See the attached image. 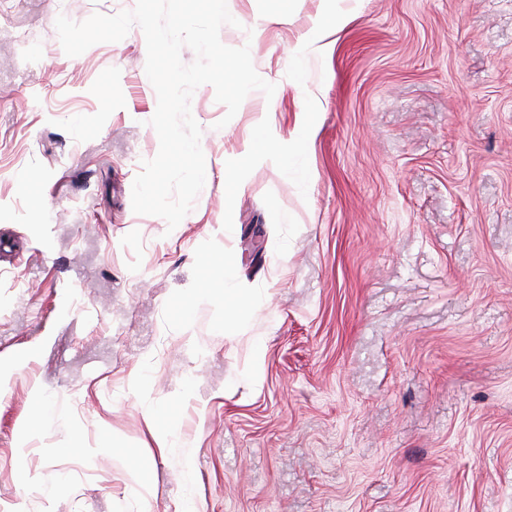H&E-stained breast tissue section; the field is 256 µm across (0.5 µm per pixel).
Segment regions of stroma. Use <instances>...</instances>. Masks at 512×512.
Here are the masks:
<instances>
[{
  "label": "stroma",
  "instance_id": "1",
  "mask_svg": "<svg viewBox=\"0 0 512 512\" xmlns=\"http://www.w3.org/2000/svg\"><path fill=\"white\" fill-rule=\"evenodd\" d=\"M135 2L0 0V512H512V0H227L172 230Z\"/></svg>",
  "mask_w": 512,
  "mask_h": 512
}]
</instances>
